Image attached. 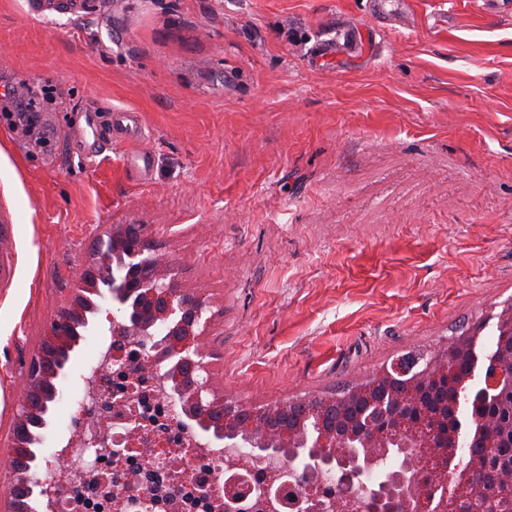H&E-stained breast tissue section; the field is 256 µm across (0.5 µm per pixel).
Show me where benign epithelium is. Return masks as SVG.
Instances as JSON below:
<instances>
[{"instance_id": "benign-epithelium-1", "label": "benign epithelium", "mask_w": 512, "mask_h": 512, "mask_svg": "<svg viewBox=\"0 0 512 512\" xmlns=\"http://www.w3.org/2000/svg\"><path fill=\"white\" fill-rule=\"evenodd\" d=\"M143 224H112L107 240L91 259L73 269L70 288L51 315L37 344L28 353L19 378V395L13 407L10 451L0 467L9 493L0 499V512H55L56 502L71 497L65 482L74 455L83 451L80 436L89 427H109L128 432L126 450H135L146 422L124 413L131 399L127 389L116 385L118 373L138 363L143 375H158L166 384L170 406L180 428L197 430L202 420H216L218 430L203 447L213 449L210 457L189 459L182 449L170 447L166 435H154V443L167 447L170 475L191 469H218L225 448H242L253 440L262 456L271 445L293 447L308 443L325 448L324 458L302 460L300 469L309 486H319L320 463L337 462L336 474L344 486L355 485L360 474L376 463L389 444L421 448L409 455L398 470L389 472L370 500L367 512H485L484 505L496 499L499 490L512 484V454L503 458L493 472V481L478 485L473 476L490 469V454H470L467 469L458 478L456 454L448 448V437L471 432L467 419L456 418L453 432L442 431L443 418L422 403L432 385L460 390L474 378L458 375L456 364L465 358L471 370L478 366L475 352L481 326L435 347L413 360H397L374 376L384 382L376 395L368 386L350 388L342 403L364 402L354 421L338 432L316 425V431L288 440L251 425L236 426L225 415L233 404L210 382L213 352L203 341L210 319L203 318L209 304L198 294L182 288L176 268L153 252L144 238ZM89 335L104 337L109 367L95 378L102 398L83 406L73 418V435L45 461L41 445L52 424V406L58 396L57 381L64 375L81 341ZM481 393L475 404L495 407L492 420L512 434V401L504 405L501 395H512V341L486 357ZM46 477H41V472ZM299 478L294 470L282 468L263 488L276 495L282 480ZM117 483L130 492L135 504L144 505L145 492L131 474L116 475Z\"/></svg>"}]
</instances>
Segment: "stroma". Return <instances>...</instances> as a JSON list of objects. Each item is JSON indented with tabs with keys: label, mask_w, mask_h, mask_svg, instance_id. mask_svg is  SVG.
Wrapping results in <instances>:
<instances>
[{
	"label": "stroma",
	"mask_w": 512,
	"mask_h": 512,
	"mask_svg": "<svg viewBox=\"0 0 512 512\" xmlns=\"http://www.w3.org/2000/svg\"><path fill=\"white\" fill-rule=\"evenodd\" d=\"M0 0V457L21 362L112 224H142L215 320L210 378L261 406L367 380L512 308V0ZM369 29L317 67L315 47ZM101 6V1L98 0H40L37 4L38 13L44 17L60 14L70 15L72 18L96 13ZM372 17L377 23H392L397 21L399 16L408 10L406 0H372ZM0 112L8 113L9 115L15 116L20 113H34L39 112L36 111L33 106V99H23L20 96L9 93V90H6L5 93H1L0 95Z\"/></svg>",
	"instance_id": "stroma-1"
}]
</instances>
